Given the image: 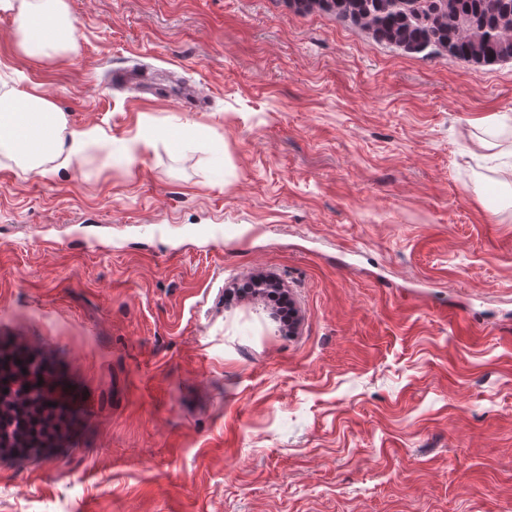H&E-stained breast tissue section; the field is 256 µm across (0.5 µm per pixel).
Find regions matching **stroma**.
Wrapping results in <instances>:
<instances>
[{
  "label": "stroma",
  "mask_w": 512,
  "mask_h": 512,
  "mask_svg": "<svg viewBox=\"0 0 512 512\" xmlns=\"http://www.w3.org/2000/svg\"><path fill=\"white\" fill-rule=\"evenodd\" d=\"M68 3L55 61L0 11V80L161 139L47 177L0 157V349L64 410L0 451V512H512V61L288 0ZM129 68L151 90L110 85ZM261 270L295 335L225 305Z\"/></svg>",
  "instance_id": "1"
}]
</instances>
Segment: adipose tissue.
Segmentation results:
<instances>
[{"instance_id": "obj_1", "label": "adipose tissue", "mask_w": 512, "mask_h": 512, "mask_svg": "<svg viewBox=\"0 0 512 512\" xmlns=\"http://www.w3.org/2000/svg\"><path fill=\"white\" fill-rule=\"evenodd\" d=\"M17 22L14 43L28 58L78 54L80 43L67 0H0ZM65 113L46 96L14 88L0 90V156L47 176L111 139L97 127L68 130Z\"/></svg>"}]
</instances>
